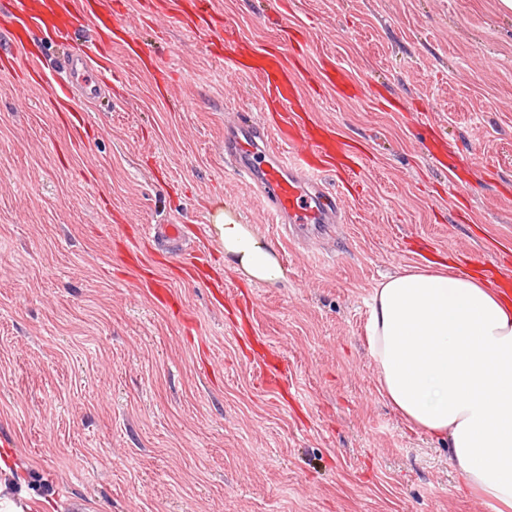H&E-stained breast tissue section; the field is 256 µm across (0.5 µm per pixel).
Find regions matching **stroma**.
Segmentation results:
<instances>
[{
	"mask_svg": "<svg viewBox=\"0 0 512 512\" xmlns=\"http://www.w3.org/2000/svg\"><path fill=\"white\" fill-rule=\"evenodd\" d=\"M172 0H124L147 68L113 49L103 93L75 90L74 133L44 90L95 35L41 47L38 86L0 79V497L23 512H491L442 441L379 388L366 342L376 285L405 268L512 270V13L499 0H216L222 52L171 26ZM306 35L300 88L362 149L359 193L327 231L271 223L224 159L253 80L224 60ZM367 90L336 96L322 65ZM474 166L459 175L460 157ZM250 225L284 269L251 283L224 264L211 204ZM180 224L252 304L244 329L204 281L161 260L175 308L123 264ZM254 332L288 364L291 398L254 379Z\"/></svg>",
	"mask_w": 512,
	"mask_h": 512,
	"instance_id": "1",
	"label": "stroma"
}]
</instances>
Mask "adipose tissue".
Here are the masks:
<instances>
[{
  "label": "adipose tissue",
  "mask_w": 512,
  "mask_h": 512,
  "mask_svg": "<svg viewBox=\"0 0 512 512\" xmlns=\"http://www.w3.org/2000/svg\"><path fill=\"white\" fill-rule=\"evenodd\" d=\"M212 221L225 263L252 282L283 280L275 251L223 203ZM366 333L398 414L447 444L492 512H512V301L472 276L406 271L375 288Z\"/></svg>",
  "instance_id": "1"
}]
</instances>
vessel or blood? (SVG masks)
<instances>
[{"mask_svg":"<svg viewBox=\"0 0 512 512\" xmlns=\"http://www.w3.org/2000/svg\"><path fill=\"white\" fill-rule=\"evenodd\" d=\"M194 11L207 28H221L225 37L233 29L215 8V0H193ZM0 29L11 44L24 47L28 36L62 37L77 15L92 16L99 39L124 46L127 54L142 48L128 26L116 24L112 0H7L0 5ZM301 49L271 46L254 52L250 60L234 57L230 66L252 77L260 87L259 109L266 121H244L224 142V156L262 195L275 222L282 224H331L336 220L339 195L325 190L322 178L335 173L342 185H350L357 164L356 153L336 141L329 127L313 122V100L301 95L296 60ZM102 56L81 60L71 67L70 78L80 83L88 97H96V73L104 69ZM129 267L150 288L154 302L171 304L172 285L150 260L129 246Z\"/></svg>","mask_w":512,"mask_h":512,"instance_id":"1","label":"vessel or blood"}]
</instances>
